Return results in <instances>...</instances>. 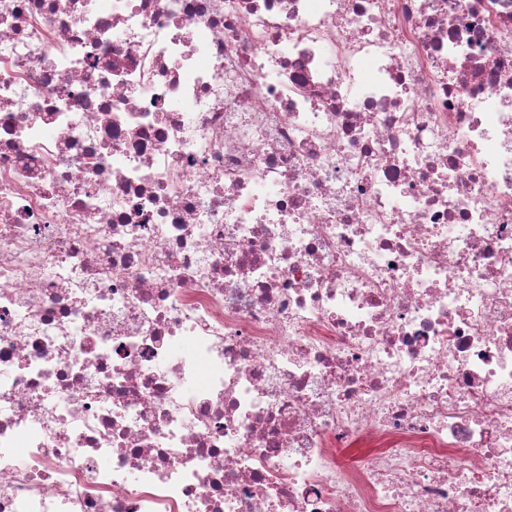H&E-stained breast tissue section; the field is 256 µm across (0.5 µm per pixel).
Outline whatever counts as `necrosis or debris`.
Masks as SVG:
<instances>
[{
    "label": "necrosis or debris",
    "mask_w": 512,
    "mask_h": 512,
    "mask_svg": "<svg viewBox=\"0 0 512 512\" xmlns=\"http://www.w3.org/2000/svg\"><path fill=\"white\" fill-rule=\"evenodd\" d=\"M0 512H512V0H0Z\"/></svg>",
    "instance_id": "necrosis-or-debris-1"
}]
</instances>
